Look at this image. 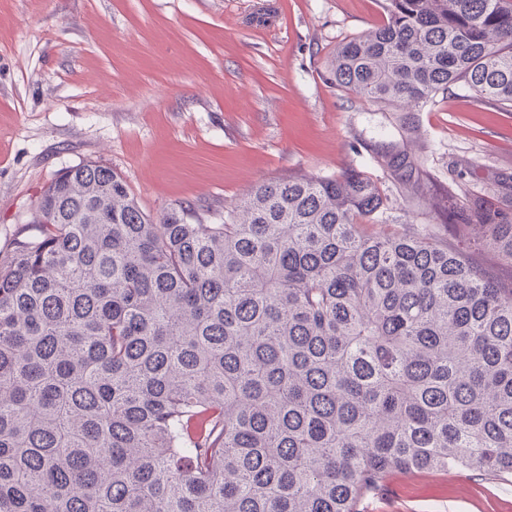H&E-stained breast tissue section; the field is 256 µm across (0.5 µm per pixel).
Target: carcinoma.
<instances>
[{
	"label": "carcinoma",
	"instance_id": "1",
	"mask_svg": "<svg viewBox=\"0 0 512 512\" xmlns=\"http://www.w3.org/2000/svg\"><path fill=\"white\" fill-rule=\"evenodd\" d=\"M336 83L414 108L361 170L153 218L87 162L0 259V512H358L394 470L512 474V172L444 182L404 140L453 87L512 112V0H387ZM387 193L393 198L397 199L399 209L396 210L395 215L399 218L398 222L402 223L406 220L414 221V224H432L434 221L431 217L422 215L421 210L414 206H409L403 199V194L399 188L392 186L390 183H386ZM401 208V209H400Z\"/></svg>",
	"mask_w": 512,
	"mask_h": 512
}]
</instances>
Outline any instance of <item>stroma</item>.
<instances>
[{
	"mask_svg": "<svg viewBox=\"0 0 512 512\" xmlns=\"http://www.w3.org/2000/svg\"><path fill=\"white\" fill-rule=\"evenodd\" d=\"M386 0H0V253L35 233L45 187L95 161L160 216L219 224L263 180L375 172L361 148L399 137L394 109L339 88L337 46ZM414 147L512 172V112L453 88L415 114ZM359 512H512V475L398 470Z\"/></svg>",
	"mask_w": 512,
	"mask_h": 512,
	"instance_id": "stroma-1",
	"label": "stroma"
}]
</instances>
